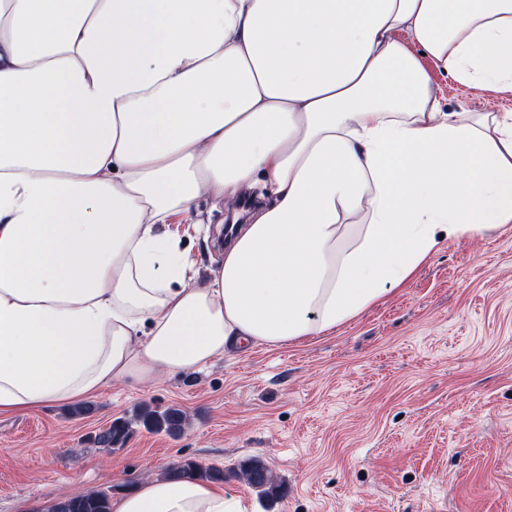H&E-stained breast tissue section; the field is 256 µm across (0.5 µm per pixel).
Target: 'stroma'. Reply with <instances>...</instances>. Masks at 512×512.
Wrapping results in <instances>:
<instances>
[{"instance_id": "35a3bbf8", "label": "stroma", "mask_w": 512, "mask_h": 512, "mask_svg": "<svg viewBox=\"0 0 512 512\" xmlns=\"http://www.w3.org/2000/svg\"><path fill=\"white\" fill-rule=\"evenodd\" d=\"M449 109L512 111V97L433 71ZM226 216L201 198L164 229L192 275L212 278ZM69 405L0 413V512H48L64 494L119 497L191 460L223 471L238 512H512V231L445 240L404 284L323 336L247 346L156 384L126 382ZM175 407L170 435H91L138 407ZM263 460L285 486L269 503L240 477Z\"/></svg>"}]
</instances>
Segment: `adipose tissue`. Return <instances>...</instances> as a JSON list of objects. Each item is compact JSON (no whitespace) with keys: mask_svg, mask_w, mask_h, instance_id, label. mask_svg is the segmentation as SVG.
Returning a JSON list of instances; mask_svg holds the SVG:
<instances>
[{"mask_svg":"<svg viewBox=\"0 0 512 512\" xmlns=\"http://www.w3.org/2000/svg\"><path fill=\"white\" fill-rule=\"evenodd\" d=\"M512 0H0V411L322 336L512 230ZM269 203L216 275L162 226ZM112 512H233L193 476ZM437 94L449 109H466L473 112L512 111V97H505L491 90H480L453 82L448 75L432 69Z\"/></svg>","mask_w":512,"mask_h":512,"instance_id":"adipose-tissue-1","label":"adipose tissue"}]
</instances>
